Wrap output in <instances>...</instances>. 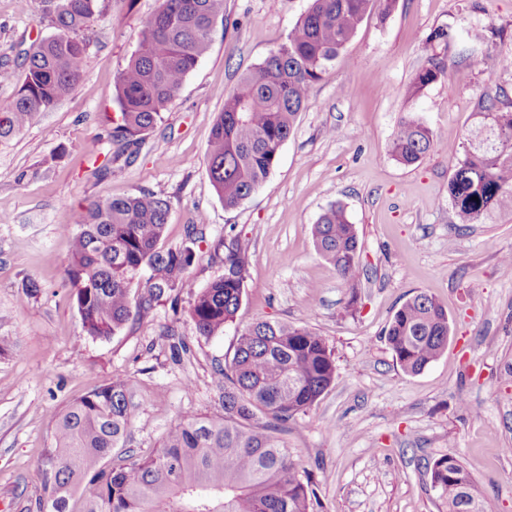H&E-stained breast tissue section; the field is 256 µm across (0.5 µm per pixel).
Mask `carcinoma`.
<instances>
[{
  "label": "carcinoma",
  "instance_id": "1",
  "mask_svg": "<svg viewBox=\"0 0 512 512\" xmlns=\"http://www.w3.org/2000/svg\"><path fill=\"white\" fill-rule=\"evenodd\" d=\"M41 21L53 29L24 50L27 76L17 96L0 105V139L30 126L65 96L85 68L86 33L103 16L104 0H40ZM373 0H311L285 43L221 93L224 108L210 132L206 166L224 208L235 209L266 182L293 134L312 86L327 73L371 10ZM224 0H159L143 22L138 47L116 77V156L138 151L164 122V110L211 42ZM447 73L438 54L415 74L406 95L416 97ZM475 133L448 146L456 158L448 197L457 223L477 224L491 209H512V105L489 99ZM440 138L410 115L397 123L389 153L412 166ZM169 199L149 191L91 201L79 219L62 225L71 239L63 285L72 289L82 330L107 339L134 317L189 287L204 219L175 249L161 241ZM318 255L355 289L364 275L356 225L332 203L311 227ZM248 241L224 250V274L193 295L189 315L198 335L216 336L236 323L248 274ZM146 291L132 304L131 284L143 270ZM448 312L425 291L394 313L386 339L401 368L417 374L447 348ZM222 403L216 418L185 416L150 456L126 446L136 418L135 387L118 378L93 388L58 418L43 449L45 498L40 512H312L310 477L299 471L278 428L306 412L335 380L333 352L306 325L256 320L237 331L224 360ZM442 512H488L454 456L428 467Z\"/></svg>",
  "mask_w": 512,
  "mask_h": 512
}]
</instances>
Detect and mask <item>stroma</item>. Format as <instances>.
Masks as SVG:
<instances>
[{"mask_svg": "<svg viewBox=\"0 0 512 512\" xmlns=\"http://www.w3.org/2000/svg\"><path fill=\"white\" fill-rule=\"evenodd\" d=\"M90 30L81 81L20 135L0 142V502L39 512L40 453L60 414L92 388L131 378L142 405L128 447L147 456L182 415H222L225 357L239 328L258 319L304 324L332 349L331 387L284 435L311 475L313 512H440L427 465L455 456L493 512H512V211L458 224L448 200V152L490 96L512 103V0H396L374 4L323 79L263 186L225 209L206 170L212 125L248 69L286 42L310 0H224L210 46L130 161H113L115 79L157 0H106ZM480 30L484 44L432 42L434 30ZM39 0H0V104L26 79L19 57L50 35ZM448 72L414 100L404 89L430 54ZM444 142L419 163L393 160L404 113ZM107 173H100V166ZM148 190L171 210L163 247L205 218L190 278L206 287L224 272V244L249 240L251 260L235 325L209 338L188 314L190 295L163 302L110 339L86 336L62 285L70 242L60 227L90 200ZM342 203L359 236L365 275L350 290L316 252L311 226ZM37 281L40 291L27 295ZM419 291L448 310L451 336L422 372L405 373L384 336L396 309ZM356 313H348L349 300Z\"/></svg>", "mask_w": 512, "mask_h": 512, "instance_id": "35a3bbf8", "label": "stroma"}]
</instances>
